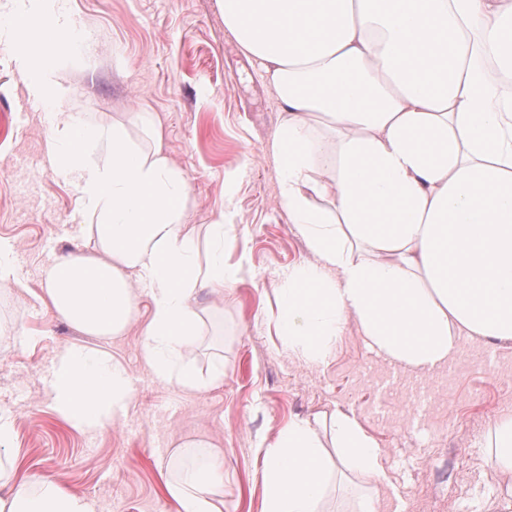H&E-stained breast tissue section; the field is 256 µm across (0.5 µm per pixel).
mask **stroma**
<instances>
[{"label": "stroma", "instance_id": "obj_1", "mask_svg": "<svg viewBox=\"0 0 512 512\" xmlns=\"http://www.w3.org/2000/svg\"><path fill=\"white\" fill-rule=\"evenodd\" d=\"M70 10L88 48L55 58L67 111L100 127L153 113L157 136L131 125L132 140L161 144L186 173L195 233L220 218L233 225L224 262L241 270L223 295L198 298L206 314L193 360L206 371L223 358L217 386L185 393L147 372L143 293L127 332L106 346L131 376L121 424L91 432L59 417L47 396L53 354L90 339L53 316L41 270L59 252L96 253L98 242L75 183L48 163V121L0 44V241L15 247L0 289V413L12 421L19 474L53 477L95 512H177L166 489L174 446L206 436L224 456V512H262V446L289 420L343 411L382 449L388 480L339 470L321 512H355L367 495L376 512H498L507 483L481 443L512 414V343H465L429 374L377 356L353 321L324 365L288 351L275 330L278 293L316 258L279 203L269 149L279 99L225 29L219 0H70Z\"/></svg>", "mask_w": 512, "mask_h": 512}]
</instances>
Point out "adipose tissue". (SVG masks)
<instances>
[{"instance_id":"adipose-tissue-1","label":"adipose tissue","mask_w":512,"mask_h":512,"mask_svg":"<svg viewBox=\"0 0 512 512\" xmlns=\"http://www.w3.org/2000/svg\"><path fill=\"white\" fill-rule=\"evenodd\" d=\"M224 25L258 60L282 104L270 147L279 199L316 264L288 274L276 333L314 365L332 356L348 320L368 344L408 371L448 363L464 340L512 341V0H220ZM84 44L69 0H12L0 42L49 117L53 169L76 183L81 212L100 247L67 252L42 270L45 300L62 322L101 342L125 333L137 293L149 285L151 317L142 360L159 382L198 391L201 292L237 280L224 264L230 228L207 227L199 260L185 223L190 184L160 148L143 150L128 125L100 128L60 113L66 91L51 40ZM105 144L97 162L91 150ZM333 199L334 209L318 206ZM49 396L71 426L120 423L129 375L103 350L67 345L53 359ZM12 423L0 415V512H94L48 476L16 477L3 460ZM323 440L318 423L288 422L263 452V512H318L337 466L383 482L381 450L358 419L339 411ZM224 461L200 450L168 484L178 512H223Z\"/></svg>"}]
</instances>
